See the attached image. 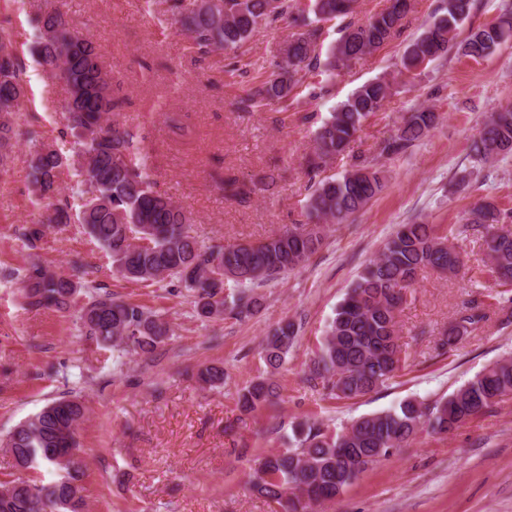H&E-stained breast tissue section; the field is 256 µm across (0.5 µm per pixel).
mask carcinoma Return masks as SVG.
<instances>
[{
	"mask_svg": "<svg viewBox=\"0 0 512 512\" xmlns=\"http://www.w3.org/2000/svg\"><path fill=\"white\" fill-rule=\"evenodd\" d=\"M355 0H309L298 10L294 0H175L188 37L201 49L237 50L261 27L289 19L305 28L288 41L278 68L279 76L255 88L250 106L263 107L288 100L306 73L320 71L330 81L336 67L366 57L401 33L409 0H392L385 11L367 24L348 28L326 57L317 51L318 23L345 17ZM474 0H440L433 22L407 44L401 66L419 68L423 58L436 59L456 50L485 58L512 36V13H504L482 27L460 31L469 19ZM32 51L49 75L62 80L67 97L62 104L66 127L75 137L73 154L64 155L42 142L28 160L30 183L42 199H54L48 224H83L112 259V267L126 278L159 282L176 278L193 292L197 315L210 318L228 312L248 317L256 299L243 292L276 279L305 261L319 248L321 225L342 223L364 208L383 187L381 170L372 161L352 157L351 169L340 177L326 176L315 183L305 202L307 222L256 244H224L202 251L189 235V218L146 172L134 135L110 121L119 111L112 77L99 61L92 42L72 26L67 13L53 6L35 19ZM23 70L13 39L0 32V166L11 157L16 127L24 111ZM390 95L382 78L361 85L325 118L315 134V146L305 168L315 175L355 141L363 123L378 112ZM438 115L423 107L410 113L397 132L386 139L380 154L405 153L414 142L435 128ZM472 158L485 162L512 155V111L492 112L471 144ZM75 156L86 159L73 193L79 210L59 198L60 171ZM508 215L486 202L473 207L465 223L439 233L432 224H404L381 253L364 266L336 307L320 353L310 367V379L322 384L330 399L366 395L401 368L396 312L419 272L431 268L454 273L460 266L454 241L463 233L484 231L489 272L512 283V230L504 227ZM150 245L141 246L138 240ZM26 304L31 308L69 313L79 308L80 331L102 349L149 355L169 339L168 323L139 304L101 295L97 287L85 292L78 306L81 285L75 275L34 263L22 279ZM487 320L484 301H465L439 339L450 348ZM295 342L291 323L279 325L266 337L262 357L276 370ZM199 379L215 387L224 384V368L207 367ZM512 393V358H505L478 373L448 398L432 405L415 399L398 408L362 417L351 426L331 432L318 422L294 430L291 446L267 454L250 481V488L275 500L285 512H313V502L336 498L366 468L386 459L415 436L423 426L446 433ZM275 387L257 380L239 395L246 411L271 402ZM86 406L76 397H62L45 405L12 432L8 452L25 469L52 468L61 473L50 483L34 480L0 482V512H84L82 479L87 463L80 455L76 430Z\"/></svg>",
	"mask_w": 512,
	"mask_h": 512,
	"instance_id": "obj_1",
	"label": "carcinoma"
}]
</instances>
